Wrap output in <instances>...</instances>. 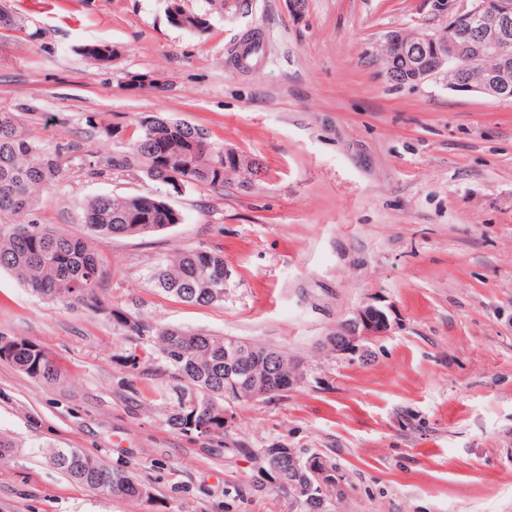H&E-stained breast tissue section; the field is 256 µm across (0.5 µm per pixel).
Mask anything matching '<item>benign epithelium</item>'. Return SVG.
Listing matches in <instances>:
<instances>
[{"mask_svg":"<svg viewBox=\"0 0 512 512\" xmlns=\"http://www.w3.org/2000/svg\"><path fill=\"white\" fill-rule=\"evenodd\" d=\"M437 10L446 18L443 29H418L408 37L402 30L386 38L381 49L388 50V78L397 82V68L409 71L413 85L450 76L448 88L474 91L495 99H512V0H436ZM495 57L498 65L482 69ZM390 328L386 313L373 305L358 309L354 317L338 324L326 337L327 349L338 355H365L367 343ZM296 473L311 475L319 487L336 486L345 491L342 476L317 457L299 458Z\"/></svg>","mask_w":512,"mask_h":512,"instance_id":"obj_1","label":"benign epithelium"}]
</instances>
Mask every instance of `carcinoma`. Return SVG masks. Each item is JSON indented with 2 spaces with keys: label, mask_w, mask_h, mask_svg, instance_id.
Returning a JSON list of instances; mask_svg holds the SVG:
<instances>
[{
  "label": "carcinoma",
  "mask_w": 512,
  "mask_h": 512,
  "mask_svg": "<svg viewBox=\"0 0 512 512\" xmlns=\"http://www.w3.org/2000/svg\"><path fill=\"white\" fill-rule=\"evenodd\" d=\"M82 55L96 68L108 69L106 53L83 45ZM65 147H41L26 130L18 112L0 109V269L10 271L35 296L67 308L104 311L112 320V333L143 340L150 350L145 356L134 352L126 363L158 361L165 366L166 387L156 391L167 425L182 434L202 437L207 444L224 448L227 424L226 403L246 401L241 391L247 376L266 380L269 395L288 392V372L295 362L277 352L270 368L266 347L254 346L246 370L231 362L233 346L224 336L153 324L119 307H106L100 285L107 273L103 258L93 245L113 236H139L165 230L182 221L168 201L157 195L115 197L97 195L83 205L86 238L42 224L36 217L39 196L53 189L63 177ZM116 172L135 170L163 185L172 176L184 183L222 188L255 180L262 166L245 155L224 157V147L214 144L204 130L183 120L159 114L152 129H139L126 150L103 162L89 165ZM155 287L183 302L212 305L224 302V253L219 249H177L151 273ZM0 360L14 364L27 375L47 384L59 380L55 359L39 345L14 336H0ZM206 414L214 422L212 431L191 429L192 418ZM53 465L72 481L100 488L130 500L152 499L148 486L114 468L101 458L79 448L43 449ZM277 487L304 498L307 512H323V491L310 478L291 481L283 468Z\"/></svg>",
  "instance_id": "1"
}]
</instances>
